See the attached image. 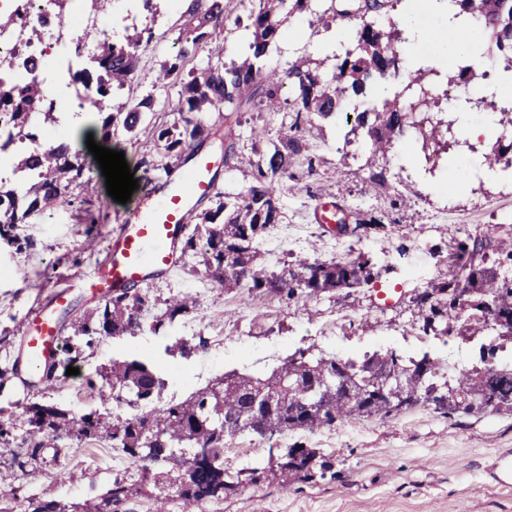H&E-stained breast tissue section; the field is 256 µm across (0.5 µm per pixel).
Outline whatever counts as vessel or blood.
Instances as JSON below:
<instances>
[{
	"label": "vessel or blood",
	"mask_w": 512,
	"mask_h": 512,
	"mask_svg": "<svg viewBox=\"0 0 512 512\" xmlns=\"http://www.w3.org/2000/svg\"><path fill=\"white\" fill-rule=\"evenodd\" d=\"M220 165L209 153L194 154L181 178L166 183L153 201L131 212L113 236L105 263L85 282L86 292L103 299L176 271L192 213L216 191ZM69 307L63 296L55 307L27 317L25 352L31 369L43 370L56 352L61 341L59 314Z\"/></svg>",
	"instance_id": "obj_1"
}]
</instances>
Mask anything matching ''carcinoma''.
Returning <instances> with one entry per match:
<instances>
[{
	"label": "carcinoma",
	"mask_w": 512,
	"mask_h": 512,
	"mask_svg": "<svg viewBox=\"0 0 512 512\" xmlns=\"http://www.w3.org/2000/svg\"><path fill=\"white\" fill-rule=\"evenodd\" d=\"M310 0H252L247 27L253 41L250 57L236 63L222 60L221 36L227 31L229 15L224 0H190L187 12L192 28L183 48L168 60L159 75L162 82L181 84L176 112L180 122L154 130L162 143L165 157L181 160L200 148L209 136L207 113L216 104L224 111L239 112L245 106L264 112L280 108V91L284 82L294 88L289 134L273 145L257 164L255 184L229 200L218 203L204 214L185 239L182 255L199 258L206 278L226 288H236L247 300L276 294L288 300L304 301L321 293L338 292L370 283L378 276L373 257L361 252L355 257L331 260L300 259L288 268L275 272L258 262L257 244L261 237L280 220V178L288 173L293 157L308 148L301 130L319 118L346 111L352 96H364L378 83L396 77L405 61L400 46L402 30L394 9L401 0H370L359 8L360 20L344 23L332 14L328 23L354 32V44L336 56V66L328 74L307 60L292 65L281 75L265 70L260 62L269 47L281 35L288 20L309 10ZM458 14L467 16L474 33L481 38L483 54L502 63H512V0H450ZM150 40L144 32L126 37L125 42L105 43L95 57L92 71L75 75L91 89L98 103L102 121V138L112 140L116 127L138 134L143 114L153 105L151 97L140 100L120 98L116 91L125 87L139 66L142 52ZM210 48L216 63L196 74L186 67L199 49ZM489 72L473 71L461 66L448 81L458 87L475 79L487 80ZM44 97L42 85L36 80L6 84L0 81V149H6L15 138H38L39 128L29 120L30 109ZM355 128L365 133L372 156L393 152L399 137L411 132L433 143L432 153L424 155L430 169L439 166L442 155L461 147L451 124L444 120L442 100L434 95L427 69L409 72V80L382 109H366L355 113ZM18 172L34 174L24 195L0 184V239L22 248L17 233L19 225L43 205L71 204V185L86 169L84 150L69 141L33 152H18L13 158ZM142 190L149 194L155 181L153 172L159 167L146 159ZM457 260L448 278L436 283L431 291L411 299L417 316V328L425 336H448L468 332L475 336L490 333L489 344L480 347L481 366L448 378L438 361L425 354L420 358L388 351L364 354L360 359L325 357L298 349L283 366L293 365L302 380V390L294 393L288 406V425L283 430L313 431L349 417L383 418L395 411L382 397L374 394L363 382L364 368L372 364L397 366L405 372L406 408L430 405L428 396L439 389L447 393V401L433 405L445 417L481 414L486 411L512 414V365L504 367L486 360L485 350L495 355L503 347L501 341H512V229L498 240L467 236L458 242ZM151 305L148 294L125 289L96 309L89 316L72 323L73 334L61 347L63 357L53 362L47 376L59 367L76 363L84 348L92 347L105 336L136 335L143 329L145 313ZM352 378L349 394L336 391L323 393L315 407L303 403L305 391L337 374ZM107 376L112 378V401L138 403L148 401L164 388L165 380L139 359L113 361ZM264 380L239 374H224L211 386L192 393L179 403L152 408L142 416L113 420L104 414H76L54 404L32 402L26 407L28 428L22 442L29 458L36 460L38 450L57 447L64 434L76 438L112 442L132 458L136 449H152L150 461L159 462L179 455V490L187 505L197 506L237 486L224 470V461L207 464L197 458L196 449L211 448L224 454L226 440L247 430L264 437L259 426L249 423L252 394ZM330 463L301 445L288 449L281 472L294 471L308 478L324 472ZM132 485L114 480L106 497L87 501L81 512H105L104 504L116 503L128 496ZM24 512H67V506L26 498Z\"/></svg>",
	"instance_id": "carcinoma-1"
}]
</instances>
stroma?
<instances>
[{
    "label": "stroma",
    "mask_w": 512,
    "mask_h": 512,
    "mask_svg": "<svg viewBox=\"0 0 512 512\" xmlns=\"http://www.w3.org/2000/svg\"><path fill=\"white\" fill-rule=\"evenodd\" d=\"M330 5L331 0H312L310 13L294 18L270 46L266 66L284 71L310 58L331 69L336 30L320 20ZM186 7L185 0H112L113 41H123L136 30L152 31L124 93L138 99L152 96L154 107L146 121L155 127L171 126L178 119V88L158 84L156 76L183 46L190 27ZM406 23L443 34L435 46L405 44L410 66L439 55L456 56L443 14L421 6L407 15ZM289 122L285 110L210 113L211 134L204 151L223 155L228 132L236 142V156L220 176V193L233 196L251 185L255 163L270 142L287 135ZM260 127L267 129L268 139L257 143L251 131ZM350 129L341 115L317 120L306 129L308 152L291 162V189L281 198L282 219L269 229L261 253L279 270L297 256L326 260L365 251L379 272L372 283L345 298L323 293L299 302L270 296L246 303L236 290L206 279L196 260L186 259L172 276L156 279L147 288L158 314L172 295L197 299L195 307L165 322L159 333L107 337L85 349L76 363L77 374L61 376L54 385L24 372L0 387V409L11 414L17 430L25 429V407L32 402L127 419L124 405L111 398V385L96 376L97 369L113 359L140 358L165 379L167 391L178 401L231 370L266 377L288 354L307 347L343 360L387 348L416 358L426 353L443 363L453 354L458 364L449 366V376L470 370L480 338L419 335L409 299L447 276L454 261L449 227H457L462 236L480 233L493 238L512 229V182L474 180L462 191H449V169L464 168L490 148V141L480 140L449 155L446 170L425 179L414 170L419 146L405 140L395 155L377 161L387 170L388 192L368 193L364 186L369 152L363 137L346 143ZM111 146L124 153L138 178L143 171L137 163L145 156L159 164L155 177L160 184L180 178L186 169L181 163L171 172L162 171L166 159L146 136L133 140L122 135L112 139ZM88 166L72 192L71 205L44 206L30 223L20 225L23 248L0 242V362L24 360L27 315L52 305L57 295L72 299L70 313L61 318L66 336L74 320L100 305L81 284L105 260L118 225L147 196L138 190L127 203L115 202L96 160H89ZM399 192L410 196L409 207L391 206L392 194ZM322 201L336 202L348 221L372 214L382 226L367 233L336 234L316 221L315 208ZM386 252L391 255L387 261L382 258ZM296 444L329 458L331 469L310 480L267 470L269 447ZM24 455L21 442L0 446V512H23L32 494L63 503L97 500L121 477L135 481L139 492L113 505L112 512H184L177 487L169 481L170 464L142 465L111 442L71 437L63 441L61 453L45 449V460L37 465L21 464ZM224 465L240 472L239 485L203 502L197 512H512V415L486 412L448 418L417 406L387 418H349L268 440L243 432L228 441Z\"/></svg>",
    "instance_id": "obj_1"
}]
</instances>
